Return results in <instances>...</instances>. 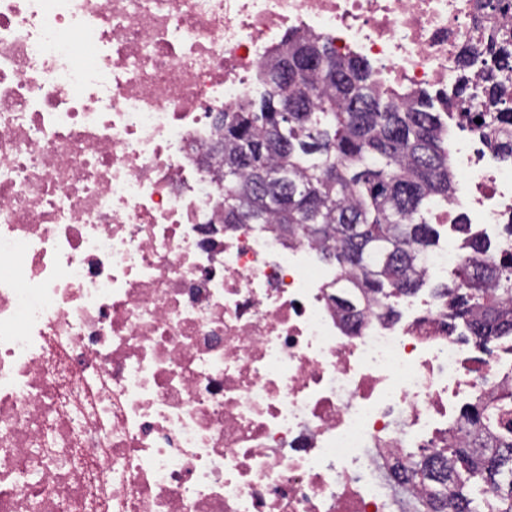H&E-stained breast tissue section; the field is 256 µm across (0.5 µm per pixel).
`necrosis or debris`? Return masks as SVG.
<instances>
[{
    "mask_svg": "<svg viewBox=\"0 0 512 512\" xmlns=\"http://www.w3.org/2000/svg\"><path fill=\"white\" fill-rule=\"evenodd\" d=\"M485 0H0V512H395L410 448L512 390L442 299L352 316L319 248L224 222L218 114L288 34L448 91ZM449 155L489 264L512 255V159ZM466 258L439 246L427 281Z\"/></svg>",
    "mask_w": 512,
    "mask_h": 512,
    "instance_id": "obj_1",
    "label": "necrosis or debris"
}]
</instances>
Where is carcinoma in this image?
<instances>
[{"label": "carcinoma", "instance_id": "1", "mask_svg": "<svg viewBox=\"0 0 512 512\" xmlns=\"http://www.w3.org/2000/svg\"><path fill=\"white\" fill-rule=\"evenodd\" d=\"M456 95L479 77L499 118L512 123V33L465 49ZM299 79L305 92L294 112L277 111L282 84ZM257 101L224 113V215L246 224H276L290 236L322 242L337 270L360 272L356 287L381 297L423 285L417 263L439 233L427 216L449 199L447 129L433 98L409 102L379 89L374 69L339 55L324 38L288 35L262 75ZM448 318L482 346L512 335V278L476 259L484 246L464 243ZM500 408L467 414L482 427ZM406 477L427 487L411 512H512V427L497 434L466 430L442 448L408 457Z\"/></svg>", "mask_w": 512, "mask_h": 512}]
</instances>
